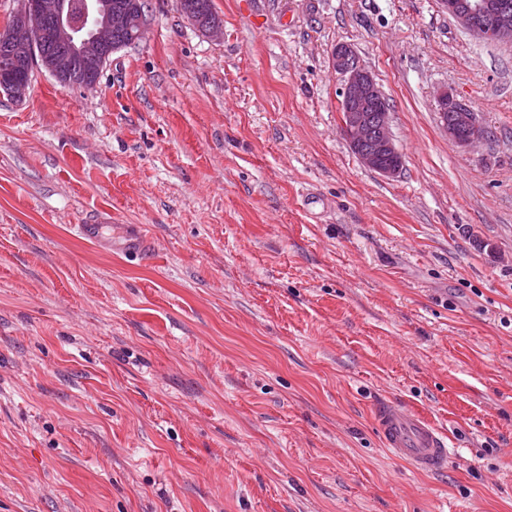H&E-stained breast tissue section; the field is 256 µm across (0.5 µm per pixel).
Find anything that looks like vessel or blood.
Masks as SVG:
<instances>
[{
	"instance_id": "1",
	"label": "vessel or blood",
	"mask_w": 512,
	"mask_h": 512,
	"mask_svg": "<svg viewBox=\"0 0 512 512\" xmlns=\"http://www.w3.org/2000/svg\"><path fill=\"white\" fill-rule=\"evenodd\" d=\"M375 420L386 448L413 468L438 472L448 456L447 436L425 417L390 401L375 406Z\"/></svg>"
}]
</instances>
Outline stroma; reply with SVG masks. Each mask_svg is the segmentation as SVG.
<instances>
[{
	"label": "stroma",
	"mask_w": 512,
	"mask_h": 512,
	"mask_svg": "<svg viewBox=\"0 0 512 512\" xmlns=\"http://www.w3.org/2000/svg\"><path fill=\"white\" fill-rule=\"evenodd\" d=\"M213 7L223 38L144 0L94 87L0 91V512H512V44L438 0ZM339 43L394 177L348 147ZM388 398L443 471L384 447ZM330 61L341 77L343 132L350 149L366 168L385 177L397 175L403 156L396 145L384 90L350 45L335 46ZM385 158L393 162L386 164ZM436 102L439 118L442 120L443 127L450 139L465 147L472 146L484 139V128L477 115L472 112L465 103L454 98L452 93L448 92V89L441 90L437 93ZM453 112H457L461 122L467 125L468 131L465 127L459 128L460 132L467 131L465 135H461L453 124H448V120L452 119L451 114H453ZM375 420L386 448L413 468L438 472L448 457L447 436L425 417L390 401L375 405Z\"/></svg>",
	"instance_id": "stroma-1"
}]
</instances>
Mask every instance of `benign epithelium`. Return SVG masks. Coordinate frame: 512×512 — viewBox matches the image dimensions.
I'll list each match as a JSON object with an SVG mask.
<instances>
[{
	"label": "benign epithelium",
	"mask_w": 512,
	"mask_h": 512,
	"mask_svg": "<svg viewBox=\"0 0 512 512\" xmlns=\"http://www.w3.org/2000/svg\"><path fill=\"white\" fill-rule=\"evenodd\" d=\"M439 4L475 36L512 43V13L503 9L499 0H439ZM20 15L21 31L1 36L0 42L16 64L26 66L37 62L38 49L45 38L60 44L65 53L44 63V68L57 79L76 59L94 58L98 70H103L110 54L117 50L112 34L131 23L130 13L112 8V0H84L79 23L72 19L71 0H22ZM330 61L341 77L343 132L350 149L366 168L385 177L397 175L403 156L396 145L384 90L351 46H335ZM436 102L450 139L465 147L483 140V126L465 103L446 89L437 93ZM450 112L457 113L467 125L466 134L448 124Z\"/></svg>",
	"instance_id": "benign-epithelium-1"
}]
</instances>
